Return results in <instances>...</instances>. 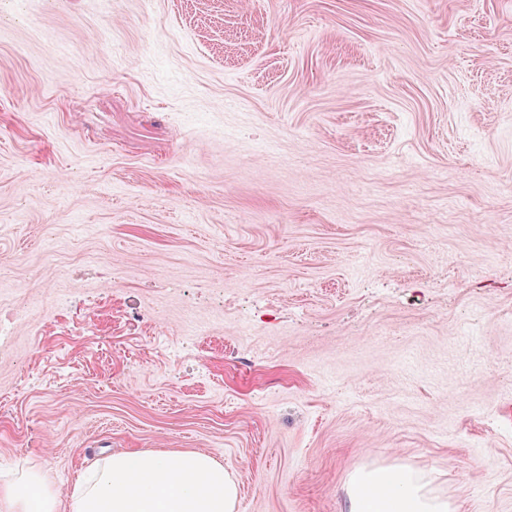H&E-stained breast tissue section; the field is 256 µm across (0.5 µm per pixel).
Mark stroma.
Wrapping results in <instances>:
<instances>
[{
  "mask_svg": "<svg viewBox=\"0 0 512 512\" xmlns=\"http://www.w3.org/2000/svg\"><path fill=\"white\" fill-rule=\"evenodd\" d=\"M0 320V475L512 512V0H0ZM237 485L206 453L128 451L82 472L66 512H235ZM349 512H451L447 499L432 496L419 475L404 466L362 470L346 480Z\"/></svg>",
  "mask_w": 512,
  "mask_h": 512,
  "instance_id": "stroma-1",
  "label": "stroma"
}]
</instances>
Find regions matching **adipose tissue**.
<instances>
[{"label": "adipose tissue", "mask_w": 512, "mask_h": 512, "mask_svg": "<svg viewBox=\"0 0 512 512\" xmlns=\"http://www.w3.org/2000/svg\"><path fill=\"white\" fill-rule=\"evenodd\" d=\"M348 512H452L412 469L377 467L346 480ZM237 485L206 453L129 451L82 472L67 498L37 475L0 482V512H236Z\"/></svg>", "instance_id": "ef3b65f1"}]
</instances>
